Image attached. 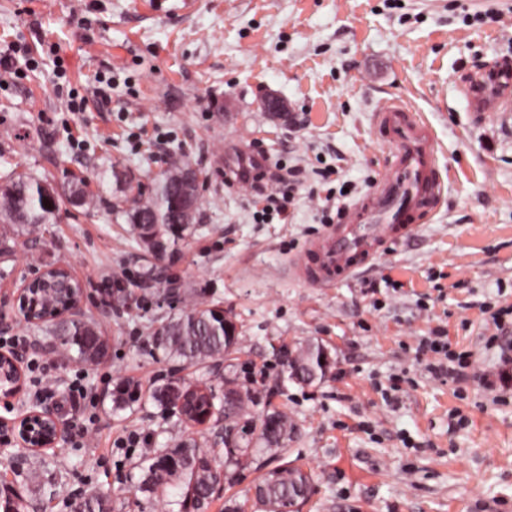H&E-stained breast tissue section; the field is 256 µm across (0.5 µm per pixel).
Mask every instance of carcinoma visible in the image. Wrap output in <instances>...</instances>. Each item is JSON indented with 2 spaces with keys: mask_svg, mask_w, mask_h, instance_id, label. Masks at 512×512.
I'll use <instances>...</instances> for the list:
<instances>
[{
  "mask_svg": "<svg viewBox=\"0 0 512 512\" xmlns=\"http://www.w3.org/2000/svg\"><path fill=\"white\" fill-rule=\"evenodd\" d=\"M190 162L183 156L173 160L167 170L155 175V187L145 197L140 185L126 183L123 195L112 205L116 218L125 219L133 226L139 241L149 249L156 241L174 240L173 229H184L195 221L201 200L189 192L187 172ZM60 197L51 184L29 175H19L0 187V223L16 224L29 229L41 224L54 223ZM233 321L214 316L208 306H196L179 316L162 322L153 332V344L163 357L181 362L185 366H197L208 359L221 357L239 342L238 335H229ZM60 346L69 351L77 349V358L87 363H98L107 355L108 345L97 328L81 319H72L58 327ZM323 349L310 345L300 352L302 360L310 363L307 383L324 377L319 364ZM188 389L185 384L166 385L154 393L155 400L170 414L178 411V405ZM138 387L122 384L112 395L113 407L121 409L138 398ZM277 420L278 434L283 441H271L260 434L266 445L283 449L288 443V418L281 412H270ZM252 439L242 438V447L235 455H219L214 448H202L193 437L186 438L172 448L153 458L144 474L143 484L157 487L164 477L182 475L187 491L208 505L214 485L222 480L230 485L237 480L243 462L262 452L252 448ZM297 494L296 481L288 478L267 487L265 499L259 503L262 512H273V507L283 505L288 497ZM79 512H112V505L103 497L87 496L79 506Z\"/></svg>",
  "mask_w": 512,
  "mask_h": 512,
  "instance_id": "cac0c4a2",
  "label": "carcinoma"
}]
</instances>
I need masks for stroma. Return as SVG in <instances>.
<instances>
[{"instance_id":"35a3bbf8","label":"stroma","mask_w":512,"mask_h":512,"mask_svg":"<svg viewBox=\"0 0 512 512\" xmlns=\"http://www.w3.org/2000/svg\"><path fill=\"white\" fill-rule=\"evenodd\" d=\"M12 42L23 52L0 75V185L13 173L80 179L93 199L35 231L0 224L11 245L0 338H26L33 355L0 419L42 398L68 431L54 450L0 452V481L27 512H73L94 493L114 512H192L183 480H141L157 449L189 436L213 448L224 432L181 424L152 397L179 368L155 350L154 329L200 303L224 308L239 343L185 377L232 380L287 415L288 451L265 461L312 471L303 512H512V364L501 361L512 335L486 343L490 307L512 308V107L476 112L464 93L468 73L512 64V0H0V45ZM101 79L112 83L105 106L92 95ZM269 92L288 119L262 109ZM393 100L428 125L443 197L358 273L307 285L288 263L384 177L391 148L376 115ZM233 144L300 170L287 218L263 220L252 186L227 179ZM180 153L206 187L196 224L158 262L112 219L115 176L150 193ZM58 264L86 289L72 316L109 341L104 364L79 361L18 312L24 279ZM435 329L471 370L428 371L417 349ZM310 342L326 350L327 374L286 380L278 347ZM121 382L141 397L117 409Z\"/></svg>"}]
</instances>
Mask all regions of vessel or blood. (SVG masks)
<instances>
[{"label":"vessel or blood","instance_id":"b4317fda","mask_svg":"<svg viewBox=\"0 0 512 512\" xmlns=\"http://www.w3.org/2000/svg\"><path fill=\"white\" fill-rule=\"evenodd\" d=\"M467 95L476 111H501L512 96V68L476 73ZM376 125L392 148L389 172L341 223L329 226L291 260L290 271L308 284L328 286L353 275L378 255L382 243L414 232L418 217L439 201L442 181L424 126L395 102L382 107Z\"/></svg>","mask_w":512,"mask_h":512}]
</instances>
